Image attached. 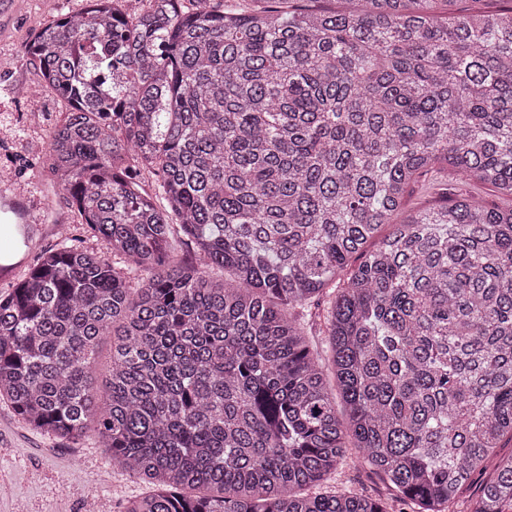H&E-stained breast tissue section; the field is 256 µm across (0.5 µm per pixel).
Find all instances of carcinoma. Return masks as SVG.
Returning <instances> with one entry per match:
<instances>
[{
    "label": "carcinoma",
    "instance_id": "carcinoma-1",
    "mask_svg": "<svg viewBox=\"0 0 512 512\" xmlns=\"http://www.w3.org/2000/svg\"><path fill=\"white\" fill-rule=\"evenodd\" d=\"M190 2L88 0L26 51L119 260L66 242L0 297V400L56 438L96 419L148 484L122 512H444L512 439V206L395 218L441 164L512 196V12ZM349 460L388 495L331 483ZM470 512H512V457ZM111 356H112V337L106 336L100 342L97 356H96V364L94 369V377L95 384L103 391L106 377L108 375V370L111 366Z\"/></svg>",
    "mask_w": 512,
    "mask_h": 512
}]
</instances>
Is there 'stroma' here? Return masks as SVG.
I'll return each instance as SVG.
<instances>
[{"instance_id": "35a3bbf8", "label": "stroma", "mask_w": 512, "mask_h": 512, "mask_svg": "<svg viewBox=\"0 0 512 512\" xmlns=\"http://www.w3.org/2000/svg\"><path fill=\"white\" fill-rule=\"evenodd\" d=\"M83 0H0V226L15 215L7 202H24L28 224L37 226L24 258L33 264L44 252L69 242L106 252L104 242L87 237L81 218L58 190L47 165L49 131L68 110L47 88L40 71L26 59L38 32L61 14L82 9ZM449 198L472 196L490 206L511 204L493 186L440 174ZM0 512H83L94 500L97 512H121L124 501L147 487L112 464L95 424L77 440L50 437L33 430L0 401Z\"/></svg>"}]
</instances>
